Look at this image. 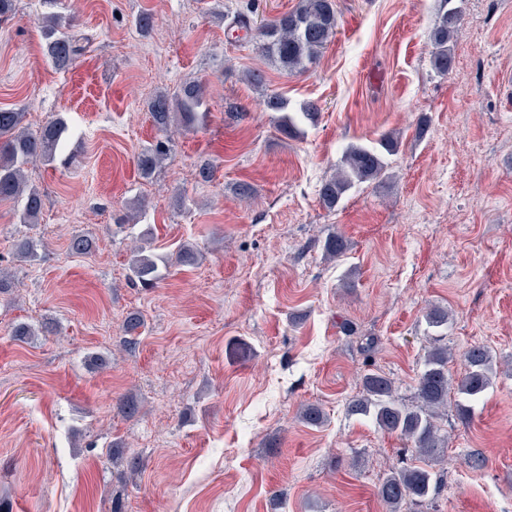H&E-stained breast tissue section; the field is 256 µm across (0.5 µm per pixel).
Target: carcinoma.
Instances as JSON below:
<instances>
[{
    "mask_svg": "<svg viewBox=\"0 0 512 512\" xmlns=\"http://www.w3.org/2000/svg\"><path fill=\"white\" fill-rule=\"evenodd\" d=\"M454 0H441L438 21L432 33V63L436 72H448L451 53L448 43L458 28L462 13L450 6ZM43 9L38 20L43 55L57 71H67L89 44L75 18L63 11L62 0H40ZM336 31L335 0H299L294 11L275 17L256 32V50L285 71H298L315 59L330 42ZM201 84L185 82L169 92L156 94L148 103L153 124L164 139L147 146L136 157L141 177L151 176L168 150L171 128H190L200 119L197 108L202 105ZM268 109L281 113L278 127L290 134L297 132L302 121L313 123L319 109L312 101L299 105L296 111L280 95L267 97ZM22 112L0 109V200H13L20 205L18 218L22 224L38 221L43 207V192L28 182L25 168L41 162L53 164L59 157L68 125L60 117L31 131L24 125ZM396 139L384 135L379 147L350 144L343 152L334 176L325 180L319 190L321 204L336 208L343 195L355 183L382 178L386 172L383 154L393 153ZM324 251L330 258L344 252L342 237L334 232L327 235ZM159 257L143 246L132 250L128 261V278L144 288H152L159 279ZM448 346H435L427 352L424 368L415 390L416 405L409 407L396 395L392 381L378 372L361 378V390L347 404V412L372 418L386 433H397L410 442L418 461L393 469L379 483L377 495L387 512H402L424 501L438 488L439 473L433 462L448 447V438L441 435L438 420L448 407V395L456 393L465 401L478 399L492 384L496 375L494 355L482 344L471 346L465 357V373L457 383L448 377Z\"/></svg>",
    "mask_w": 512,
    "mask_h": 512,
    "instance_id": "obj_1",
    "label": "carcinoma"
}]
</instances>
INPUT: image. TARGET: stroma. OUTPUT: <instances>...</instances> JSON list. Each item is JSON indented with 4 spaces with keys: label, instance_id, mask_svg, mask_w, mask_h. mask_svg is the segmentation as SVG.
Here are the masks:
<instances>
[{
    "label": "stroma",
    "instance_id": "1",
    "mask_svg": "<svg viewBox=\"0 0 512 512\" xmlns=\"http://www.w3.org/2000/svg\"><path fill=\"white\" fill-rule=\"evenodd\" d=\"M297 3L64 0L92 37L66 72L44 59L39 0L0 22V108L72 129L69 166L27 171L38 222L0 202L15 282L0 293V512H386L377 487L406 443L346 405L369 371L414 405L432 308L448 312L452 379L476 343L505 371L469 415L449 403L441 486L410 512H512V0H456L444 75L431 66L440 0H336L335 36L297 73L227 34L228 10L259 21ZM254 68L265 89L245 81ZM187 80L207 117L141 178L134 157L159 136L147 103ZM272 92L316 102L317 122L279 132ZM385 134L399 140L385 176L326 210L343 149ZM331 232L347 244L335 260ZM75 235L88 254L69 252ZM26 238L36 262L15 255ZM146 238L167 260L152 288L127 278ZM185 244L196 265L177 263ZM18 324L32 336L14 338ZM309 406L320 426L301 420Z\"/></svg>",
    "mask_w": 512,
    "mask_h": 512
}]
</instances>
